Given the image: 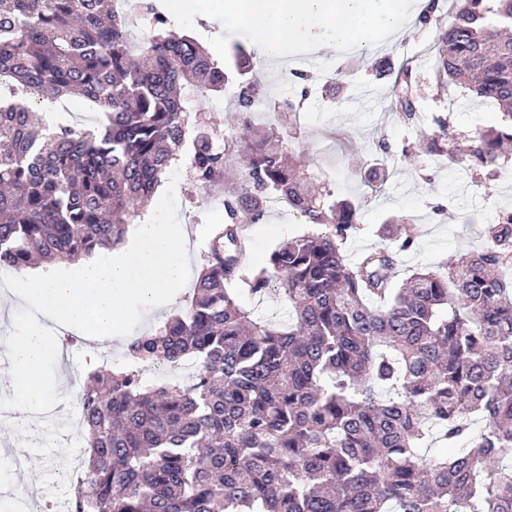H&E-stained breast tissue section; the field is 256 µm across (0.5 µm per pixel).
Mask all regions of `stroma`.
Listing matches in <instances>:
<instances>
[{
    "instance_id": "1",
    "label": "stroma",
    "mask_w": 512,
    "mask_h": 512,
    "mask_svg": "<svg viewBox=\"0 0 512 512\" xmlns=\"http://www.w3.org/2000/svg\"><path fill=\"white\" fill-rule=\"evenodd\" d=\"M434 37V27L416 22L380 45L323 55L310 65L301 54L284 57L260 76L266 94L275 98L297 90L295 70L305 68L313 76L304 102L311 118L297 130L295 147L337 194L363 203L361 230L343 246L348 257L367 248H394L413 237V247L401 253L393 273L398 285L413 271L435 268L485 246L486 228L500 212L512 211V159L493 177L482 170L460 174L449 168L445 153L430 147L436 117L447 118L460 137L482 131L498 117L493 103L437 85ZM377 56L389 57L396 66H412L420 93L417 120L396 111L392 80L367 72L369 59ZM369 86L376 91L375 101L357 104ZM379 141L389 147L384 181L366 161ZM175 195L179 207L191 210L181 227L195 274L207 250V227L222 222L223 216L208 209L206 194L191 187L186 176H179ZM385 223L390 226L386 233L381 230ZM309 230L288 209H271L264 223L247 228L254 264H263L279 243Z\"/></svg>"
}]
</instances>
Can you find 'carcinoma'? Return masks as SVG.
I'll use <instances>...</instances> for the list:
<instances>
[{
  "instance_id": "carcinoma-1",
  "label": "carcinoma",
  "mask_w": 512,
  "mask_h": 512,
  "mask_svg": "<svg viewBox=\"0 0 512 512\" xmlns=\"http://www.w3.org/2000/svg\"><path fill=\"white\" fill-rule=\"evenodd\" d=\"M113 0H0V270L69 262L121 245L176 165L208 193L224 185V223L186 308L124 344V365L86 362L88 432L69 512H512V212L489 243L392 284L396 252L348 261L359 203L292 157L291 132L251 112V58L214 59L169 31L154 0L132 12L152 35L134 48ZM438 0V81L504 111L469 138L465 159L493 170L512 142V0ZM236 86L230 129L200 100ZM395 104L416 118L411 68ZM76 92L92 128L55 127L38 108ZM279 199L314 227L246 274L243 224ZM288 321L251 319L237 286L271 284ZM192 373L149 385L139 366ZM434 438L442 450L427 456Z\"/></svg>"
}]
</instances>
